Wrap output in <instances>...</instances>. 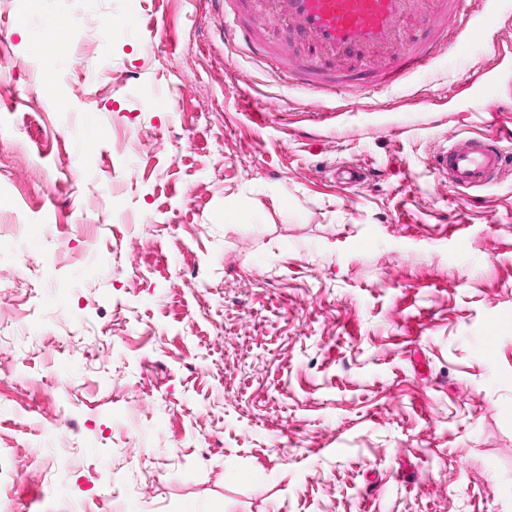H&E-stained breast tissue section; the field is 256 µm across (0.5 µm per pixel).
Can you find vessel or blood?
Masks as SVG:
<instances>
[{
  "instance_id": "obj_1",
  "label": "vessel or blood",
  "mask_w": 512,
  "mask_h": 512,
  "mask_svg": "<svg viewBox=\"0 0 512 512\" xmlns=\"http://www.w3.org/2000/svg\"><path fill=\"white\" fill-rule=\"evenodd\" d=\"M266 22L291 32L303 47L268 42L250 23L228 26L224 41L245 47L319 96L351 84L352 60L371 64V86L389 87L425 68L442 38L476 36L464 18L469 0H254ZM434 172L457 195L498 183L512 172V144L490 136L451 139L431 160Z\"/></svg>"
}]
</instances>
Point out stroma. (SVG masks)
I'll return each instance as SVG.
<instances>
[{"mask_svg":"<svg viewBox=\"0 0 512 512\" xmlns=\"http://www.w3.org/2000/svg\"><path fill=\"white\" fill-rule=\"evenodd\" d=\"M247 4L0 0V505L512 512V174L469 201L431 167L491 130L460 81L512 5L320 100L225 45Z\"/></svg>","mask_w":512,"mask_h":512,"instance_id":"35a3bbf8","label":"stroma"}]
</instances>
